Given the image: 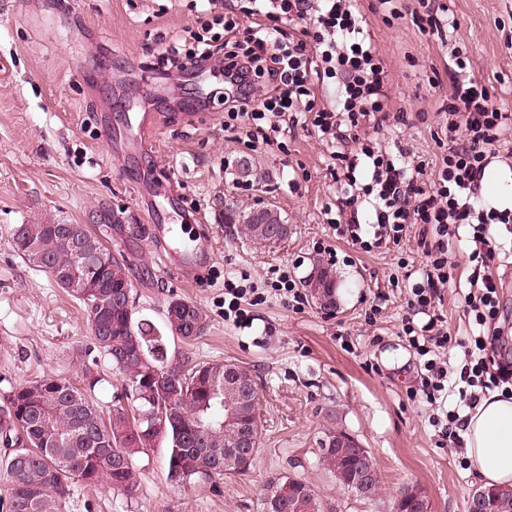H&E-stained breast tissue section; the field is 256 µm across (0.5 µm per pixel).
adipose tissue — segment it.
Listing matches in <instances>:
<instances>
[{"label": "adipose tissue", "mask_w": 512, "mask_h": 512, "mask_svg": "<svg viewBox=\"0 0 512 512\" xmlns=\"http://www.w3.org/2000/svg\"><path fill=\"white\" fill-rule=\"evenodd\" d=\"M468 458L484 485L512 486V394L493 391L483 396L464 420Z\"/></svg>", "instance_id": "1"}]
</instances>
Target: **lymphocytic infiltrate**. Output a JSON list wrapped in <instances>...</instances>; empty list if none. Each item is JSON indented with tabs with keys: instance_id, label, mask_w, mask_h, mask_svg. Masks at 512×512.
Listing matches in <instances>:
<instances>
[{
	"instance_id": "f902f5d3",
	"label": "lymphocytic infiltrate",
	"mask_w": 512,
	"mask_h": 512,
	"mask_svg": "<svg viewBox=\"0 0 512 512\" xmlns=\"http://www.w3.org/2000/svg\"><path fill=\"white\" fill-rule=\"evenodd\" d=\"M207 18L188 32V50L166 59L178 73L217 68L224 84L203 91L201 103L221 99L224 123L243 125L251 145H270L287 126L313 127L330 148L342 197L335 226L352 244L369 249L399 245L419 226L424 257L412 283L402 333L424 356L416 395L433 404L448 389V351L459 348L467 367L457 389L466 407L481 390L512 385V364L498 360L502 338L499 282L487 272L495 248L491 225L512 224L511 208L484 203L477 189L512 132V113L490 103L486 80L468 70L462 51L449 45L450 91L438 115L448 143L433 172L383 148L374 131L404 112H392L390 72L370 33L361 0H206ZM252 17L242 25L240 15ZM468 228L472 243L466 299L476 325L467 341L452 339L438 307L451 279L448 241Z\"/></svg>"
}]
</instances>
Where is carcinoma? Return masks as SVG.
I'll list each match as a JSON object with an SVG mask.
<instances>
[{
    "label": "carcinoma",
    "instance_id": "obj_1",
    "mask_svg": "<svg viewBox=\"0 0 512 512\" xmlns=\"http://www.w3.org/2000/svg\"><path fill=\"white\" fill-rule=\"evenodd\" d=\"M224 222L257 245H269L264 225L251 212L225 208ZM76 238L79 248L71 245ZM11 243L30 264L85 306L93 345L112 361L122 393L103 411L89 392L102 381L96 364L82 365V384L54 374L12 388L0 399V459L10 486L7 512H64L75 483L130 490L136 481L133 458L157 440L167 444V480L176 484L224 475V381L228 375L253 379L232 363H208L188 370L168 356L164 334L190 343L207 330V316L196 304L167 302L163 328L134 317L129 262L83 224H16ZM337 432L322 442L321 460L336 481L363 496L349 478V455L336 447ZM305 496L312 512H337L300 477L269 480L263 512H288V493ZM487 512H512V487L483 488Z\"/></svg>",
    "mask_w": 512,
    "mask_h": 512
}]
</instances>
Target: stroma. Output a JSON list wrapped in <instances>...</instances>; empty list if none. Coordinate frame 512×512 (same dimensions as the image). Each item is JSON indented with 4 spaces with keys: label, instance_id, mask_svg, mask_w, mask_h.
I'll list each match as a JSON object with an SVG mask.
<instances>
[{
    "label": "stroma",
    "instance_id": "1",
    "mask_svg": "<svg viewBox=\"0 0 512 512\" xmlns=\"http://www.w3.org/2000/svg\"><path fill=\"white\" fill-rule=\"evenodd\" d=\"M457 21L455 38L485 77L494 106L512 112V0H441ZM393 25L372 17L370 31L391 74L394 109L378 138L406 160L438 163L436 111L447 95L448 46L419 31L420 0H399ZM196 21L195 0H0V395L44 373L76 382L90 342L82 304L10 243L16 224L87 225L131 261L136 317L162 324L165 304L180 298L208 317L206 333L172 342L175 363L232 362L257 383L258 452L248 470L215 482L170 483L167 448L136 459L131 494L103 484L75 485L65 512H262L268 480L305 478L338 512H394L404 490H420L430 512H467L481 482L464 449L442 446L435 409L412 398L422 359L402 334L409 282L423 255L414 237L368 251L337 238L339 184L313 129L294 127L278 145L250 149L242 129L224 125V108L199 106L202 76L167 74L165 55L182 47ZM159 118L152 145L124 150L142 113ZM173 182L177 209L166 212L177 249L209 233L216 251L195 279L168 270L155 243L148 182ZM277 210L289 231L266 247L224 222V206ZM141 224L130 240L115 220ZM499 249L490 263L501 281L499 326L512 329V234L493 227ZM455 264L439 307L449 336H470L464 297L474 269L467 236L450 240ZM304 283L318 269L336 279V308L313 298L294 306L276 295L252 307L247 322L224 318V281L265 288L275 269ZM340 430L372 455L379 490L365 500L340 486L320 461L321 443Z\"/></svg>",
    "mask_w": 512,
    "mask_h": 512
}]
</instances>
